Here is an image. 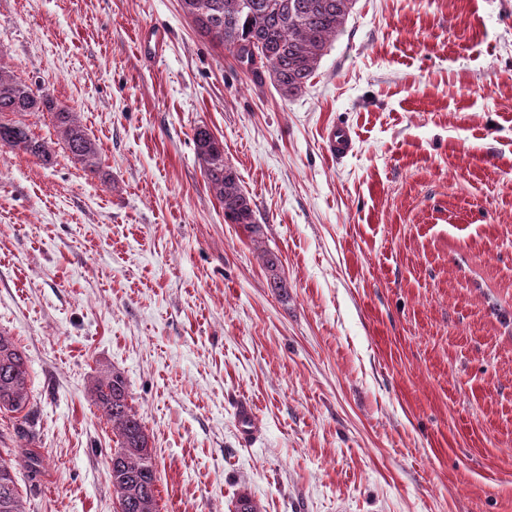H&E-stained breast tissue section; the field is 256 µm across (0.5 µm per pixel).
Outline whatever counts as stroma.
<instances>
[{
  "instance_id": "stroma-1",
  "label": "stroma",
  "mask_w": 512,
  "mask_h": 512,
  "mask_svg": "<svg viewBox=\"0 0 512 512\" xmlns=\"http://www.w3.org/2000/svg\"><path fill=\"white\" fill-rule=\"evenodd\" d=\"M0 64L100 162L0 148V332L33 395L0 452L44 459L16 473L28 512H114L104 370L159 512H512V0H356L287 100L180 0H0ZM201 123L257 236L206 186ZM327 150L333 156H345L353 149V139L348 128L334 125L325 132Z\"/></svg>"
}]
</instances>
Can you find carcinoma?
Returning <instances> with one entry per match:
<instances>
[{"label":"carcinoma","mask_w":512,"mask_h":512,"mask_svg":"<svg viewBox=\"0 0 512 512\" xmlns=\"http://www.w3.org/2000/svg\"><path fill=\"white\" fill-rule=\"evenodd\" d=\"M355 0H181V7L194 30L224 47L235 61L256 53L260 62L243 67L258 74L264 70L284 98L302 93L315 76L322 58L343 31ZM49 113L62 135L65 148L84 170L98 168L95 144L87 135L77 113L61 108L40 89L14 79L0 66V148L19 150L43 165L55 162L53 142L36 136L21 117ZM12 114L16 119H9ZM195 151L202 162L209 191L224 208L227 224H240L256 232L253 199L239 183L236 170L224 161V142L201 124L194 129ZM272 273L273 288L285 284L277 274V255L263 256ZM91 393L101 416L112 424L117 437L112 449L109 477L112 495L121 512H158L156 469L149 436L129 403L123 376L114 371L98 376ZM30 401L27 356L8 336L0 333V412L22 415L28 423ZM36 474L43 459L32 448L20 455L0 454V512H27L15 477L16 466Z\"/></svg>","instance_id":"cac0c4a2"}]
</instances>
